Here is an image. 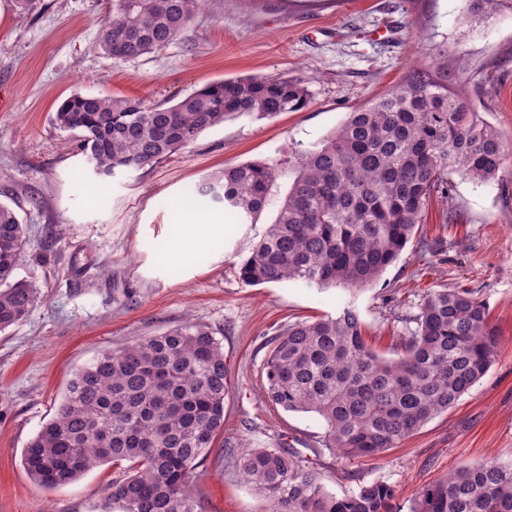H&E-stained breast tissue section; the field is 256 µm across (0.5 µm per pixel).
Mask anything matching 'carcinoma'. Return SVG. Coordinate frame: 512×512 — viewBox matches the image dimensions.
<instances>
[{"label":"carcinoma","mask_w":512,"mask_h":512,"mask_svg":"<svg viewBox=\"0 0 512 512\" xmlns=\"http://www.w3.org/2000/svg\"><path fill=\"white\" fill-rule=\"evenodd\" d=\"M222 0H112L95 47L138 58L173 42ZM295 80L253 75L203 86L171 106L77 93L53 125L77 136L96 174L158 163L230 118L274 117L306 106ZM512 153L452 85L448 52L373 101L338 129L297 151L276 221L239 266L248 285L304 281L348 290L372 284L400 256L431 199L448 198V175L501 176ZM285 171L269 161L226 168L198 193L248 223L271 202ZM27 246L15 211L0 203V332L22 322L39 290L14 277ZM417 327L391 357L363 337L357 311L288 325L264 364L266 400L323 418L324 446L347 459L395 448L448 411L496 361L500 343L485 303L446 288L422 297ZM224 345L187 322L100 353L77 369L56 415L32 438L23 464L42 489L77 481L110 463L123 473L102 512H198L195 470L224 430ZM243 477L277 512H398L395 490L362 484L337 497L314 468L278 448H244ZM410 512H512V464H463L422 488Z\"/></svg>","instance_id":"cac0c4a2"}]
</instances>
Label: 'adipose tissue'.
<instances>
[{
  "mask_svg": "<svg viewBox=\"0 0 512 512\" xmlns=\"http://www.w3.org/2000/svg\"><path fill=\"white\" fill-rule=\"evenodd\" d=\"M174 224L168 242L157 254V262L163 268H186L195 253L203 250H219L224 243V220L185 202L173 206Z\"/></svg>",
  "mask_w": 512,
  "mask_h": 512,
  "instance_id": "obj_1",
  "label": "adipose tissue"
}]
</instances>
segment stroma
I'll use <instances>...</instances> for the list:
<instances>
[{
    "label": "stroma",
    "instance_id": "35a3bbf8",
    "mask_svg": "<svg viewBox=\"0 0 512 512\" xmlns=\"http://www.w3.org/2000/svg\"><path fill=\"white\" fill-rule=\"evenodd\" d=\"M111 0H0V203L27 228L15 276L40 294L25 321L0 332V512H101L121 472L97 467L55 490L27 474L23 451L52 419L77 368L99 353L191 321L224 344L229 391L224 431L197 469L201 512H269L235 467L243 448H284L312 465L336 495L363 483L394 486L408 512L420 490L486 458L512 464V160L498 179L450 177L448 199L428 205L415 240L370 286L304 282L250 286L239 264L277 216L290 179L278 180L256 223L223 204L222 251H203L174 275L154 256L165 245L173 197L191 198L212 174L246 162L284 163L400 83L436 46L483 118L512 146V0L475 17L470 0H224L166 48L134 59L95 49ZM391 39L375 40L378 28ZM301 80L307 105L273 118L243 116L204 131L169 159L96 176L74 138L51 123L71 94L172 105L207 83L250 75ZM98 188L88 201L87 186ZM433 251L420 256L418 239ZM442 288L482 300L500 352L448 412L398 447L356 460L325 448L323 419L273 407L261 394L271 340L288 324L354 307L363 337L392 356L416 328L422 297Z\"/></svg>",
    "mask_w": 512,
    "mask_h": 512
}]
</instances>
